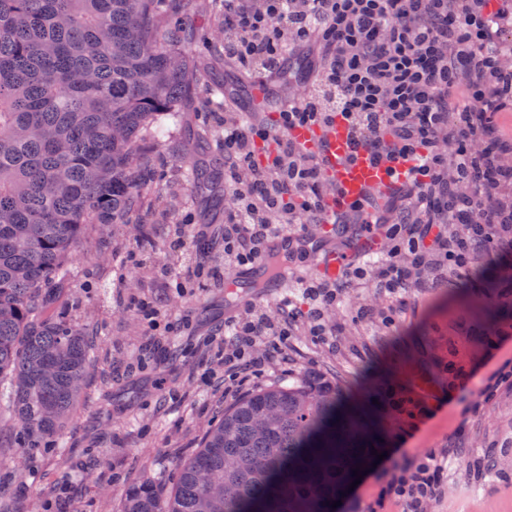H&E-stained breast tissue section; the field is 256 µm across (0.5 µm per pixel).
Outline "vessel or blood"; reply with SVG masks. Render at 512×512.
Returning <instances> with one entry per match:
<instances>
[{"instance_id":"vessel-or-blood-1","label":"vessel or blood","mask_w":512,"mask_h":512,"mask_svg":"<svg viewBox=\"0 0 512 512\" xmlns=\"http://www.w3.org/2000/svg\"><path fill=\"white\" fill-rule=\"evenodd\" d=\"M290 136L297 146L318 152L324 174L336 188L333 207L338 211L372 198H382L397 181L406 177L413 166L409 159L394 165L378 159L342 122L326 126H297L291 130ZM331 230V224L326 222L320 224L317 232L313 234L281 231L273 235V242L280 244L300 238L307 239L311 246V258L302 268L292 263L287 264L276 278L269 280L267 295L281 296L287 288L309 277L325 281L336 280L342 276L353 258L382 248L381 237L373 235L352 243L348 251L336 250L331 241ZM264 273V264H255L250 269L234 273L231 286L239 298H249L254 276Z\"/></svg>"}]
</instances>
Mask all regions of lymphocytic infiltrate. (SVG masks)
<instances>
[{
    "label": "lymphocytic infiltrate",
    "mask_w": 512,
    "mask_h": 512,
    "mask_svg": "<svg viewBox=\"0 0 512 512\" xmlns=\"http://www.w3.org/2000/svg\"><path fill=\"white\" fill-rule=\"evenodd\" d=\"M501 15L491 0H224V54L242 66L283 71L288 46L318 37L330 56L320 95L279 113L273 125L225 113L224 258L255 261L266 238L287 224H308L329 208L326 177L315 155L301 159L288 137L303 124L341 119L381 159L415 161L413 207L423 219L396 215L388 245L374 269L351 277L370 280L377 294L403 302L428 280L463 281L490 249L512 252V142L491 126L492 112H512V59L493 36ZM275 149L257 161L258 141ZM465 182L457 213L448 211V175ZM470 224L467 234L444 236L443 225ZM343 285L305 284L309 333L330 335L325 320ZM224 365L238 383L267 363L268 349L286 343L289 321L254 314L235 323ZM444 462L431 458L418 482L392 477L390 491L406 512H421Z\"/></svg>",
    "instance_id": "lymphocytic-infiltrate-1"
}]
</instances>
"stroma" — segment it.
<instances>
[{
	"label": "stroma",
	"mask_w": 512,
	"mask_h": 512,
	"mask_svg": "<svg viewBox=\"0 0 512 512\" xmlns=\"http://www.w3.org/2000/svg\"><path fill=\"white\" fill-rule=\"evenodd\" d=\"M206 34L185 41L182 54L193 61L187 117L194 129L167 125L145 161L147 188L138 216L129 224L88 225L71 249L65 315L94 337L87 375L89 398L60 435L57 454L0 466V512H26L32 487L49 490L46 512H120L115 490L145 479L168 485L175 465L203 442L210 425L239 399L288 379L317 378L337 385L370 433V447L386 457L368 468L347 496L342 512H402L401 498L384 493L385 470L414 472L429 455L447 457L428 512H512V459L498 471L465 473L462 462L512 448V315L499 305L494 288L474 290L447 282L411 293L395 305L376 294L369 281L349 284L327 318L333 335L310 336L296 321L286 348L246 384L224 370L223 309L277 321L302 311V290L281 298H256L239 306L224 281L233 267L224 264V226H201L206 204L188 176L201 151L223 155L215 137V113L235 112L245 121L272 123L287 99H302L321 83L326 51L320 42L302 45L289 84L259 70L244 71L224 56V6L214 0L205 15ZM232 82L240 94L225 92L213 101L211 88ZM205 230L210 244L198 249L189 233ZM182 248L170 245L176 236ZM196 275L186 279L187 268ZM160 318L140 316L141 306ZM372 305L377 315H369ZM181 350L172 377L147 390L131 406L104 400L130 375L153 376L155 356L149 338ZM398 386L413 401L433 406L417 419L376 400L385 384Z\"/></svg>",
	"instance_id": "obj_1"
}]
</instances>
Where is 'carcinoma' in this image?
<instances>
[{
  "instance_id": "cac0c4a2",
  "label": "carcinoma",
  "mask_w": 512,
  "mask_h": 512,
  "mask_svg": "<svg viewBox=\"0 0 512 512\" xmlns=\"http://www.w3.org/2000/svg\"><path fill=\"white\" fill-rule=\"evenodd\" d=\"M168 0H0V378L11 381V447L48 455L84 394L87 336L57 309L65 261L87 224H127L142 190L147 128L178 121L193 70L189 30L160 25ZM216 167L192 165L215 197ZM359 415L309 378L246 396L172 488L120 490L122 512H336L366 467Z\"/></svg>"
}]
</instances>
